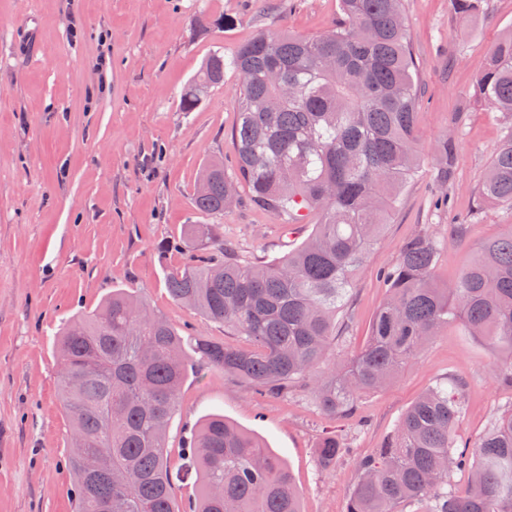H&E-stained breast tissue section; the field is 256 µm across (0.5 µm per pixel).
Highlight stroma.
<instances>
[{
    "instance_id": "35a3bbf8",
    "label": "stroma",
    "mask_w": 512,
    "mask_h": 512,
    "mask_svg": "<svg viewBox=\"0 0 512 512\" xmlns=\"http://www.w3.org/2000/svg\"><path fill=\"white\" fill-rule=\"evenodd\" d=\"M0 0V512H75L69 426L58 396L60 330L97 309L112 289L145 295L176 327L218 340L224 328L172 301L165 277L186 263L187 227L215 219L194 198L202 165L233 169L240 85L225 72L192 112L180 91L216 50L232 55L258 31L317 37L338 18V0ZM407 42L419 64L417 175L403 188L380 243L356 275L342 317L349 356L366 341L387 297L381 278L406 240L426 231L444 246L435 277L453 284L483 243L512 224V209L474 213V193L503 122L474 91L491 46L512 30V0H481L460 20L451 0H402ZM233 16L209 35L194 16ZM457 141L451 206L437 209L434 151ZM215 221L252 260L305 242L321 215L286 227L255 206L247 188ZM494 355L458 323L442 330L389 386L362 396L353 417L334 418L303 394L259 396L232 376L200 369L183 383L167 446L178 455L206 415L223 414L279 455L303 512H345L357 459L375 454L402 414L437 381L465 384L457 429L474 440L512 404L493 374ZM341 430L351 452L329 469L315 446Z\"/></svg>"
}]
</instances>
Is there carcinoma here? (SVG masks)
<instances>
[{
	"label": "carcinoma",
	"instance_id": "carcinoma-1",
	"mask_svg": "<svg viewBox=\"0 0 512 512\" xmlns=\"http://www.w3.org/2000/svg\"><path fill=\"white\" fill-rule=\"evenodd\" d=\"M329 32L306 38L261 31L224 58L213 52L181 91L194 111L203 90L241 80L234 174L211 160L200 173L196 209L224 215L236 187L288 224L321 213L310 238L267 262L225 244L217 224H191L189 261L167 273L171 299L197 309L245 344L186 333L146 297L117 288L102 306L72 318L58 342V387L70 424L76 512H179L177 482L194 473L188 512H301L281 459L252 434L213 414L192 434L182 463L168 457L167 431L190 371L210 368L260 395L309 394L332 416L354 413L415 360L437 332L460 322L497 354L496 378L512 386V225L487 240L447 288L434 280L441 243L420 232L385 274L388 298L364 348L336 359L339 314L356 273L381 239L397 194L418 169V63L406 39L401 0H339ZM282 71L285 89L267 71ZM476 93L506 122L475 192L474 209L512 208V31L493 45ZM452 137L438 148L448 183ZM464 382L439 380L399 420L386 446L358 462L346 512H512V408L476 441L456 429ZM330 468L347 448L333 432L318 444ZM99 457L105 473L89 470ZM469 474L461 493L448 478Z\"/></svg>",
	"mask_w": 512,
	"mask_h": 512
}]
</instances>
